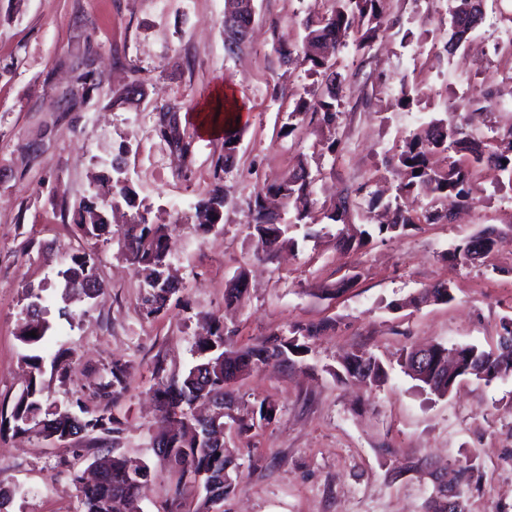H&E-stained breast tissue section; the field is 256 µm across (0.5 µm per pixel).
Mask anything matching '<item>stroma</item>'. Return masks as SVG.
<instances>
[{
	"mask_svg": "<svg viewBox=\"0 0 512 512\" xmlns=\"http://www.w3.org/2000/svg\"><path fill=\"white\" fill-rule=\"evenodd\" d=\"M315 0H254L252 36L228 53L224 0H0V401L13 400L27 370L16 332L25 318L23 291L46 282L58 262L94 254L102 289L72 301L69 328L49 298L53 325L46 355L73 351L84 369L71 383L46 378L50 400L85 401L115 360L130 366L127 392L113 411L127 422L122 452L156 463V413L149 395L153 365H193L195 337L210 315L222 316L234 346L295 326L317 335L289 365L269 364L232 388L224 418L228 474L235 485L225 512H434L447 501L449 469L470 470L463 512H512V375L468 378L445 397L415 388L400 366L406 348L497 347L512 318V179L471 165L472 195L453 206L447 224H418L400 235L340 241L321 218L324 203L360 184L383 191L403 180L392 157L431 117H448L481 137L512 129V0H485V18L455 53H434L448 27V0H387L399 18L372 48L347 42L336 70L345 82L344 112L330 152L312 126L286 136L296 99L312 87L305 67L283 64L279 41L301 42ZM413 38H404V30ZM143 93L116 106L133 81ZM419 88L418 106L398 104L402 87ZM491 94L481 121L462 100ZM232 98L244 118L235 166L224 171V139L205 135L210 117ZM172 105V112L161 109ZM129 145L125 169L134 206L109 217L133 218L146 207L153 224H176L170 261L180 290L154 318L141 312V276L121 255V238L83 237L78 205L90 194L100 162ZM307 159L316 177L312 207L320 221L298 225L288 247L264 253L249 223L255 189L280 180ZM226 201L215 230L193 222L194 205L216 181ZM490 234L487 256L464 264L449 253ZM241 302L227 305L231 284ZM449 303L407 306L434 285ZM378 357L386 382L367 387L337 378L344 358ZM277 408L261 421L262 401ZM98 448L85 437L52 443L0 429V479L17 487L11 512H74L76 488L63 458L86 467Z\"/></svg>",
	"mask_w": 512,
	"mask_h": 512,
	"instance_id": "obj_1",
	"label": "stroma"
}]
</instances>
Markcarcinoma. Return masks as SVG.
<instances>
[{
  "label": "carcinoma",
  "mask_w": 512,
  "mask_h": 512,
  "mask_svg": "<svg viewBox=\"0 0 512 512\" xmlns=\"http://www.w3.org/2000/svg\"><path fill=\"white\" fill-rule=\"evenodd\" d=\"M328 7L307 17L303 22L302 44L282 42L277 52L283 63L302 61L309 66V72L321 78L320 85L307 92L309 98H300L289 118L293 122L283 126L286 135L292 134L297 125L294 120H309L327 130L329 136L336 133V119L343 107V87L341 75L334 70L335 63L325 54L328 46H340L353 37L359 47L365 48L385 33V0H324ZM473 34L468 26L456 28L448 23L444 50L453 53ZM240 132L235 124L227 121L224 125V171H229L234 163ZM469 155L473 161L484 165L493 172L509 173L512 181V129L496 138L486 141L465 131L463 126L446 118H431L421 129L403 140V145L394 154L399 166L409 174V181L400 187L407 194L422 193L427 203L413 215L395 209L389 224L378 226L381 234L395 235L412 224H440L449 221L448 211L443 209L440 200L452 195L466 203L471 198V172L459 155ZM110 183L112 208L121 203L132 205L133 191L124 173L112 170V175L96 180ZM315 178L303 164L288 173L279 182L259 186L249 202L250 223L256 231L276 228L283 232L275 245L264 248L271 252L292 242L288 237L287 226L282 224L281 214L265 206V198L276 193L284 198L295 212V220L302 222L311 217V195ZM224 189L216 185L201 198L195 206L197 227L209 232L219 221V211L224 206ZM350 195L339 197L328 208L323 217L334 223H347L352 211ZM171 226L151 224L144 213H136L132 223L124 225L121 232L125 259L146 272L142 283V312L152 317L163 312L176 284H155L152 277L170 267L168 238ZM477 250L475 237H470L457 245L452 253L454 259L467 263L473 260ZM53 281L60 289L63 307L59 316L73 327L78 317L70 309L71 300L78 296L93 298L100 290L97 268L93 257L83 254L71 257L54 267ZM25 315L29 319L20 326L17 334L20 360L30 369V379L26 388L16 397L12 405L0 406V426L8 425L16 432L41 439L56 436L64 441L80 435L96 434L106 440L112 439V449L95 457L90 466L96 468L98 478L89 484L84 476L69 465L77 495L76 512H139L142 487L156 478V472L144 461L140 470L144 473L141 486L134 488L130 483L131 461L124 454L115 451L125 422L106 408L88 410L81 402L76 405H61L49 400L45 395L43 382L44 358L41 355L42 343L48 338L52 325L41 318L47 301L43 285L29 287L24 291ZM36 331V336L28 335ZM313 327L295 326L292 337L273 334L264 340L231 347L229 336L224 334L223 321L213 318L210 334L194 344L196 363L183 372L170 371L162 361L154 366L155 383L151 390L160 417L157 431L153 436V450L165 462L164 478L168 483L170 497L166 500L163 512H211L218 503L224 501V438L216 437L224 432V416L219 418L198 417L193 413V405L210 399L214 410L224 409L225 379L231 369L240 377H245L261 366L274 360L290 362V357L300 354L306 347L305 340L316 336ZM463 364L485 360L490 368L505 376L512 375V350L508 352L487 351L475 345L459 347ZM364 365L367 372L362 381L379 386L384 383L387 371L382 363L366 352L352 354L343 365V374L357 378L354 366ZM52 374L64 383L81 372L80 364L73 354L63 351L51 363ZM130 366L125 362L114 361L106 368L105 374L95 384L94 393L102 399L116 400L127 389ZM80 413H75L73 407ZM448 489L454 491L452 507L437 512H458V499L462 486L467 483V471L451 470ZM195 486L204 492L198 500L187 503L185 492L188 486Z\"/></svg>",
  "instance_id": "obj_1"
}]
</instances>
